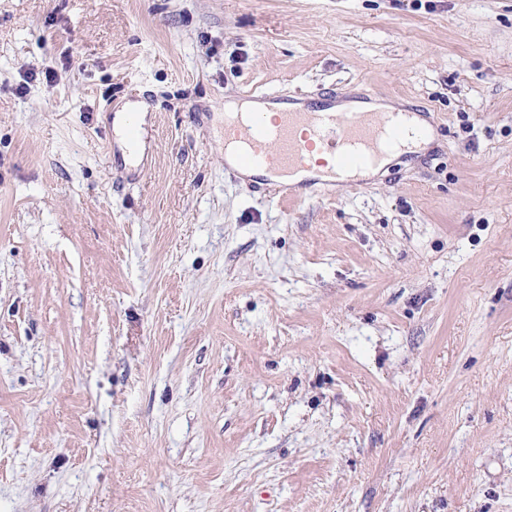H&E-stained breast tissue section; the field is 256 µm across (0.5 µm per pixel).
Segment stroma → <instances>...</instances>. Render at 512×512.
<instances>
[{"instance_id":"stroma-1","label":"stroma","mask_w":512,"mask_h":512,"mask_svg":"<svg viewBox=\"0 0 512 512\" xmlns=\"http://www.w3.org/2000/svg\"><path fill=\"white\" fill-rule=\"evenodd\" d=\"M250 90L435 140L259 194ZM0 512H512V0H0Z\"/></svg>"}]
</instances>
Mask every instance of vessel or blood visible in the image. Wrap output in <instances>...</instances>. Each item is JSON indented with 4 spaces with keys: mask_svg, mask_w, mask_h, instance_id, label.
I'll return each instance as SVG.
<instances>
[{
    "mask_svg": "<svg viewBox=\"0 0 512 512\" xmlns=\"http://www.w3.org/2000/svg\"><path fill=\"white\" fill-rule=\"evenodd\" d=\"M404 121L381 112H282L273 123L262 114L225 124L224 141L240 146L244 168H263L280 174L303 166L313 151L328 152L335 178H343L374 158L381 148L399 145L406 134Z\"/></svg>",
    "mask_w": 512,
    "mask_h": 512,
    "instance_id": "1",
    "label": "vessel or blood"
}]
</instances>
